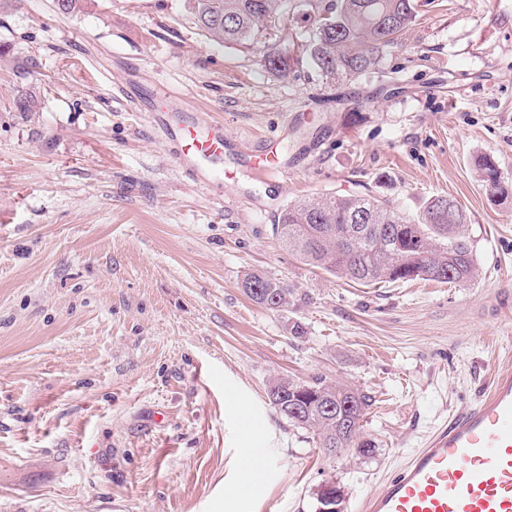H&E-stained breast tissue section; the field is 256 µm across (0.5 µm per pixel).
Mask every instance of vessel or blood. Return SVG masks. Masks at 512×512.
Here are the masks:
<instances>
[{"mask_svg": "<svg viewBox=\"0 0 512 512\" xmlns=\"http://www.w3.org/2000/svg\"><path fill=\"white\" fill-rule=\"evenodd\" d=\"M149 120L190 179L224 180L223 124L187 105L179 118L154 110ZM362 512H512V371L497 373L483 399L383 480Z\"/></svg>", "mask_w": 512, "mask_h": 512, "instance_id": "b4317fda", "label": "vessel or blood"}]
</instances>
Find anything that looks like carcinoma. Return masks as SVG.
Listing matches in <instances>:
<instances>
[{
    "label": "carcinoma",
    "instance_id": "obj_1",
    "mask_svg": "<svg viewBox=\"0 0 512 512\" xmlns=\"http://www.w3.org/2000/svg\"><path fill=\"white\" fill-rule=\"evenodd\" d=\"M188 2L199 27L218 42H247L262 23L279 16L280 0ZM416 17L415 0H331L318 14L306 52L329 75H358L376 65L383 49L398 45ZM291 60L286 49L265 56L268 68L282 75ZM481 170L493 193L505 192L492 160L483 159ZM273 232L303 262L363 286L417 278L464 284L479 275L462 207L446 196L430 198L416 220L369 194L302 200L282 209ZM242 288L269 310L299 302L294 289L263 273L248 275ZM267 396L291 426L313 434L319 447L375 452V444L362 436L369 404L359 391L322 377L311 383L277 378Z\"/></svg>",
    "mask_w": 512,
    "mask_h": 512
}]
</instances>
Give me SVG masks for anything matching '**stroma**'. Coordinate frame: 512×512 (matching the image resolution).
I'll list each match as a JSON object with an SVG mask.
<instances>
[{"label":"stroma","instance_id":"obj_1","mask_svg":"<svg viewBox=\"0 0 512 512\" xmlns=\"http://www.w3.org/2000/svg\"><path fill=\"white\" fill-rule=\"evenodd\" d=\"M328 3L282 0L279 24L228 44L186 0H0V512H313L325 479L359 512L512 363V195L480 169L512 185V0H416L404 47L353 78L303 50ZM283 47L284 76L264 63ZM181 93L224 123V188L191 181L147 119ZM265 143L287 173L239 164ZM356 192L409 217L454 198L479 277L365 287L274 237L287 204ZM254 271L300 304L251 301ZM277 377L369 396L374 455L289 426ZM245 447L267 476L241 498Z\"/></svg>","mask_w":512,"mask_h":512}]
</instances>
